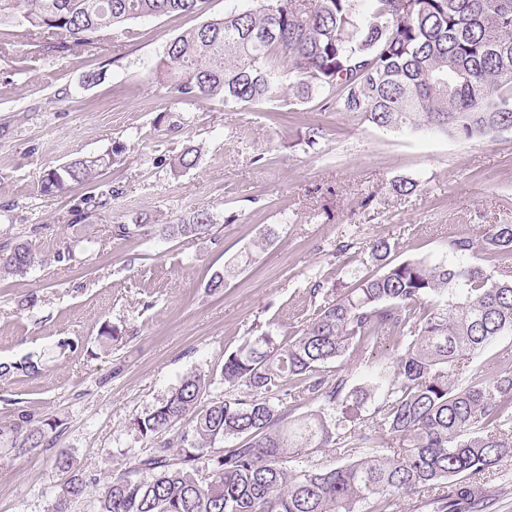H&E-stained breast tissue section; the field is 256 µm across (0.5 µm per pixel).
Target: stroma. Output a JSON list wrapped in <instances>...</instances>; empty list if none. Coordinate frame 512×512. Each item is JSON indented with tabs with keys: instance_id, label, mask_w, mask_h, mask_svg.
<instances>
[{
	"instance_id": "1",
	"label": "stroma",
	"mask_w": 512,
	"mask_h": 512,
	"mask_svg": "<svg viewBox=\"0 0 512 512\" xmlns=\"http://www.w3.org/2000/svg\"><path fill=\"white\" fill-rule=\"evenodd\" d=\"M200 0L195 13L132 22L134 38L106 32L87 51L63 35L39 39L10 25L0 44V238L19 236L45 257L28 276L0 280V363L32 358L35 376L0 379V512H50L65 480L54 461L73 459L91 488L135 464L147 443L132 429L199 369L220 372L247 336L288 338L321 303L325 287L374 273L370 244L391 245L393 262L452 261L448 239L512 224V131L483 141L389 131L322 95L291 90L254 104L182 103L157 76L177 36L248 7ZM323 136L307 144L309 126ZM123 145L99 190L121 193L69 225L82 189L41 190L45 169ZM197 146L195 168L170 161ZM408 178L414 190L399 195ZM212 211L218 240H121L111 225L135 217L171 223ZM274 237L260 242L265 228ZM351 247L337 253L339 241ZM72 247V261L56 250ZM224 289L206 291L214 272ZM36 294V307L25 299ZM118 338L98 341L101 325ZM390 341L356 348L334 369L360 379L368 359L386 365ZM58 420L49 448L15 454L4 432L17 410Z\"/></svg>"
}]
</instances>
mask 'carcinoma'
<instances>
[{
    "instance_id": "obj_1",
    "label": "carcinoma",
    "mask_w": 512,
    "mask_h": 512,
    "mask_svg": "<svg viewBox=\"0 0 512 512\" xmlns=\"http://www.w3.org/2000/svg\"><path fill=\"white\" fill-rule=\"evenodd\" d=\"M199 0H0V24L37 34L63 33L73 45L98 34L133 36L142 18L191 14ZM256 0L171 41L165 80L185 102L218 98L254 103L288 81L294 98L329 96L336 109L359 113L386 130H430L479 141L512 128V0ZM112 154L78 155L41 179L53 195L91 183ZM196 147L171 167L197 165ZM103 206L80 198L71 214ZM214 214L202 209L178 224L147 218L114 224L112 237L214 239ZM457 262L388 261L391 246L371 243L378 271L323 302L286 341L247 337L224 358V399L204 409L212 376L191 370L133 429L151 442L134 466L94 491L77 474L64 483L51 512L94 497L96 512H392L395 499L433 493L434 512L484 503L471 480L512 458V370L475 356L512 334V267L493 273L464 258L482 250L512 256V224H490L479 238H448ZM39 248L0 241V279L31 273ZM395 339L392 365H368L370 383L332 369L349 349ZM39 373L38 363L0 364V378ZM382 391L374 402V392ZM316 408L295 413L294 404ZM14 447L48 448V430L27 410L10 426ZM235 443L224 447L227 439ZM329 450L346 463L313 460ZM306 456L310 465L298 468Z\"/></svg>"
}]
</instances>
